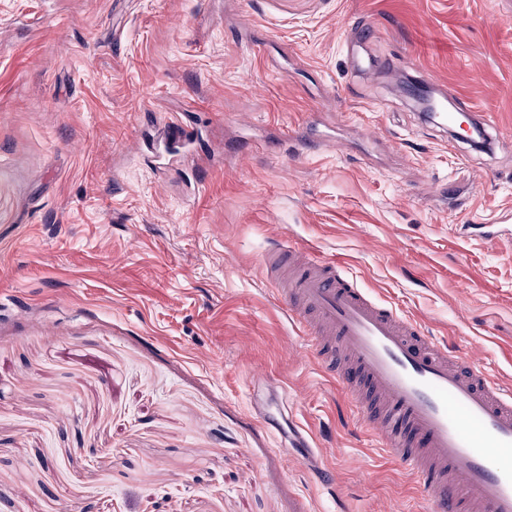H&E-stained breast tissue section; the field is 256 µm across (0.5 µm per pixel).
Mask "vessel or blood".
<instances>
[{
	"mask_svg": "<svg viewBox=\"0 0 512 512\" xmlns=\"http://www.w3.org/2000/svg\"><path fill=\"white\" fill-rule=\"evenodd\" d=\"M201 131L173 118L147 142L156 168L193 162ZM277 297L323 372L340 383L380 453L413 475L429 512H512V387L360 288L333 261L276 241L264 253ZM296 440L320 483L317 448Z\"/></svg>",
	"mask_w": 512,
	"mask_h": 512,
	"instance_id": "b4317fda",
	"label": "vessel or blood"
}]
</instances>
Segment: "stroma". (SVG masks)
Segmentation results:
<instances>
[{
    "label": "stroma",
    "instance_id": "1",
    "mask_svg": "<svg viewBox=\"0 0 512 512\" xmlns=\"http://www.w3.org/2000/svg\"><path fill=\"white\" fill-rule=\"evenodd\" d=\"M172 113L191 180L140 151ZM466 224L512 229V0H0V512H426L263 250L336 261L512 384V238ZM296 441L301 445H293L289 442L291 446L290 448H307L306 450V456L304 457V460L307 462V464L311 467L314 474L316 475L317 479L322 484H327L332 481V478L327 476L325 474L326 469L321 464L319 453L317 448L313 445V443L310 441L309 437L303 433L298 431V434L296 435ZM290 448H284L288 454L291 453Z\"/></svg>",
    "mask_w": 512,
    "mask_h": 512
}]
</instances>
